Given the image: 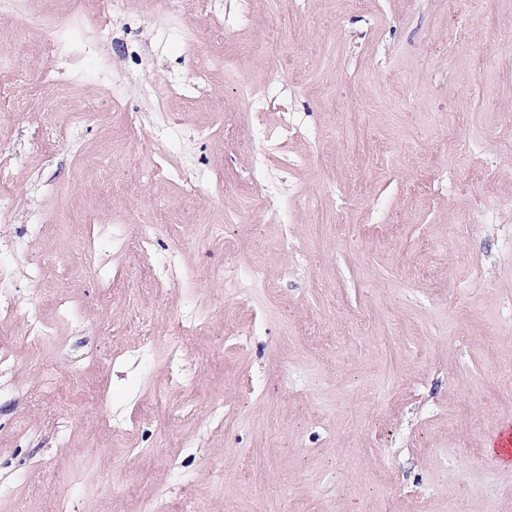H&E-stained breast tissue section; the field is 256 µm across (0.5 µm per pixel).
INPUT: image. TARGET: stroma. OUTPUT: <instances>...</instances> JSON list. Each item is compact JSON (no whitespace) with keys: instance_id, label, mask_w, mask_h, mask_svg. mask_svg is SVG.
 I'll return each mask as SVG.
<instances>
[{"instance_id":"stroma-1","label":"stroma","mask_w":512,"mask_h":512,"mask_svg":"<svg viewBox=\"0 0 512 512\" xmlns=\"http://www.w3.org/2000/svg\"><path fill=\"white\" fill-rule=\"evenodd\" d=\"M94 14L0 0V272L60 337L33 351L0 323V512H54L62 484L67 512L186 484L203 512H512V467L487 453L512 420V0H254L221 43L166 0L103 32ZM62 22L76 43L54 56ZM284 112L307 163L251 190L244 142ZM159 208L152 253L129 255ZM228 264L263 278L227 289ZM189 303L184 390L164 336Z\"/></svg>"}]
</instances>
